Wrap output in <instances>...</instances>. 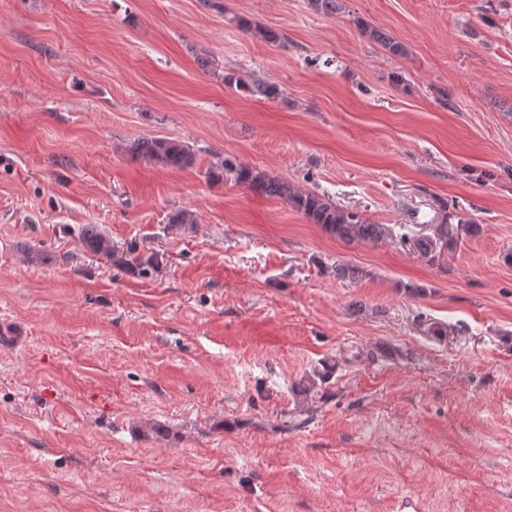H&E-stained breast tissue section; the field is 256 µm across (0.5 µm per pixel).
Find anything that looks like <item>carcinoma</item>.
I'll list each match as a JSON object with an SVG mask.
<instances>
[{"mask_svg": "<svg viewBox=\"0 0 512 512\" xmlns=\"http://www.w3.org/2000/svg\"><path fill=\"white\" fill-rule=\"evenodd\" d=\"M239 25L245 29L254 30L267 43H279L284 39L282 33L272 28H254L243 19L239 20ZM359 30L363 37L383 46L395 56L406 53V47L401 42L378 27L361 22ZM224 83L233 85L251 96L272 98L277 95V88L272 85L254 81L246 82L232 73L224 75ZM130 150L138 157L172 169H190L197 162L195 152L188 146L165 138L139 139L133 143ZM226 173L232 175L237 183L261 195L286 202L302 213L310 223L320 225L328 234L348 244H378L392 236V228L387 224H378L336 205L319 193L303 190L284 179L271 178L262 171L240 164L228 157L209 168L208 177L219 180ZM446 236H448V226L438 224L433 230V235L415 239L414 247L422 258L429 263H434L439 259L434 239ZM80 243L89 252L108 260L112 265L122 269H135L141 276L148 275L159 264L158 256H142L134 244L127 246L121 252L116 250L112 246V240L90 224L82 228ZM335 373V361L327 359L318 363L298 383L299 395L305 397L318 395Z\"/></svg>", "mask_w": 512, "mask_h": 512, "instance_id": "obj_1", "label": "carcinoma"}]
</instances>
